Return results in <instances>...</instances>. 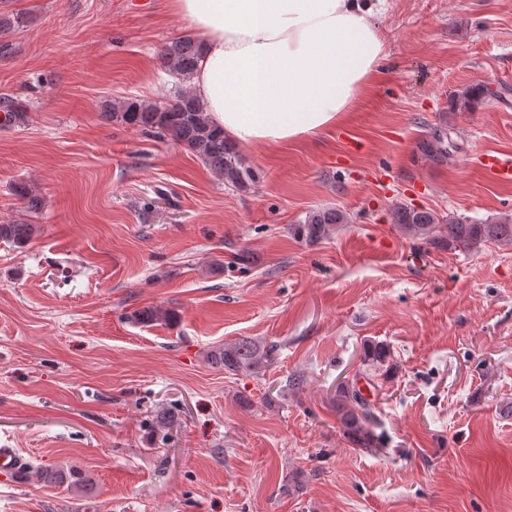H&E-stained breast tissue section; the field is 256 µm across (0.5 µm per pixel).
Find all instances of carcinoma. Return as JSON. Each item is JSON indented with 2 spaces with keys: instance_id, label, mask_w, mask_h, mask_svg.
Here are the masks:
<instances>
[{
  "instance_id": "1",
  "label": "carcinoma",
  "mask_w": 512,
  "mask_h": 512,
  "mask_svg": "<svg viewBox=\"0 0 512 512\" xmlns=\"http://www.w3.org/2000/svg\"><path fill=\"white\" fill-rule=\"evenodd\" d=\"M201 44L189 35H182L167 41L161 48L159 59L164 70L178 83H187L194 72ZM104 115L108 119L140 128L146 132L167 137L183 146L200 159L224 184L238 190L247 189L255 180L251 166L226 141L224 132L214 127L205 112L203 104L194 94L181 89L166 104L146 102L127 98L109 101L105 104ZM460 145L452 137V131L435 130L430 138L420 142V151L430 159L444 163L452 160L459 152ZM392 220L404 228L430 238L435 244H456L475 247L490 240H505L512 243V218L505 217L494 224H468L463 220L450 219L446 228L436 212L399 204L392 211ZM347 223L346 215L336 208H322L309 213L297 227V233L309 240L326 237L339 224ZM32 224H0V240L23 245L32 236ZM448 236H443V233ZM168 318V313L155 309H138L129 315L134 324H148ZM277 346H259L249 338H242L232 345L213 351L215 363L229 372L257 371L275 357ZM387 359V351L376 345L365 355L368 368L363 371L367 383L378 387L376 377ZM336 415L346 435L361 448H376L383 443L382 422L376 407L362 394L358 383L353 381L340 384L336 389ZM46 485L65 482L79 483L82 477L74 469L64 471L52 467L36 471Z\"/></svg>"
}]
</instances>
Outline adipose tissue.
Listing matches in <instances>:
<instances>
[{
    "label": "adipose tissue",
    "mask_w": 512,
    "mask_h": 512,
    "mask_svg": "<svg viewBox=\"0 0 512 512\" xmlns=\"http://www.w3.org/2000/svg\"><path fill=\"white\" fill-rule=\"evenodd\" d=\"M202 45L190 87L237 146L342 124L384 56L372 0H169Z\"/></svg>",
    "instance_id": "ef3b65f1"
}]
</instances>
